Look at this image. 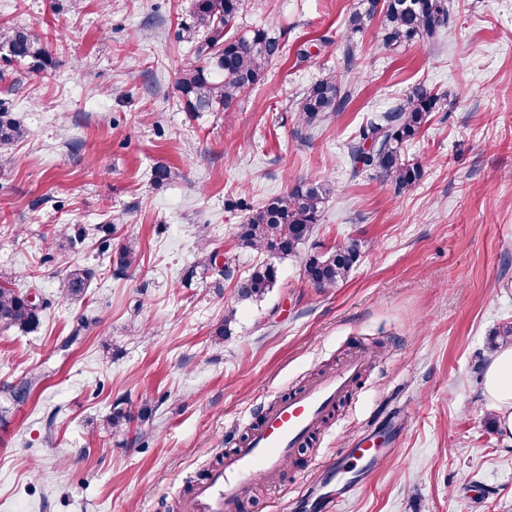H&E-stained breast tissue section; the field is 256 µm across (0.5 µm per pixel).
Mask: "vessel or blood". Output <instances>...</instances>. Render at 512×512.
<instances>
[{
  "instance_id": "1",
  "label": "vessel or blood",
  "mask_w": 512,
  "mask_h": 512,
  "mask_svg": "<svg viewBox=\"0 0 512 512\" xmlns=\"http://www.w3.org/2000/svg\"><path fill=\"white\" fill-rule=\"evenodd\" d=\"M362 370V357L351 356L268 407L251 436L225 454L222 467L195 485L184 512H238L240 490L253 479L277 484L288 458L320 429Z\"/></svg>"
}]
</instances>
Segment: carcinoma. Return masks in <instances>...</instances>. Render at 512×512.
I'll list each match as a JSON object with an SVG mask.
<instances>
[{
	"label": "carcinoma",
	"mask_w": 512,
	"mask_h": 512,
	"mask_svg": "<svg viewBox=\"0 0 512 512\" xmlns=\"http://www.w3.org/2000/svg\"><path fill=\"white\" fill-rule=\"evenodd\" d=\"M246 0H191V22L182 26L179 37L195 44L199 64L185 70L176 87L190 112H232L241 96L258 84L272 62L282 56V37L261 28L236 34L239 15ZM450 21L448 0H359L348 17L347 28L359 32L372 22L379 25L382 47L396 51L413 42L434 44L446 33ZM0 60L25 63L35 73L53 65L45 41L37 31L13 25L0 29ZM344 82L331 70L311 83L297 103L298 123L309 131L342 111L351 96L343 89ZM440 102L438 95L419 86L380 115L362 124L347 147L354 174L368 173L402 192L415 185L422 171L410 159L407 146L421 133L428 118ZM27 131L0 103V150L23 140ZM335 192V185L326 180L310 183L299 181L285 195L263 204L239 205L247 211L237 232L242 248L265 253L270 257L253 266L248 275L237 277V296L245 301H260L276 287L279 271L273 259L298 256L302 278L320 290L335 288L347 281L359 256L353 239L325 247L314 244L301 253L313 237L325 203ZM101 253L108 254L113 273L124 275L140 267L138 243L133 239L114 246L110 239L100 241ZM213 272L223 278L234 276L230 261L217 267V252L204 253L203 259L187 272L186 280ZM92 271L74 267L61 279L60 297L79 302L87 294ZM49 301L37 307L27 294L13 287L7 279L0 281V330L16 329L31 332L40 324ZM234 312L216 322L210 336L214 344L231 335ZM130 409L117 403L100 420V430L116 435L131 422Z\"/></svg>",
	"instance_id": "carcinoma-1"
}]
</instances>
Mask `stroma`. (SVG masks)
<instances>
[{
  "mask_svg": "<svg viewBox=\"0 0 512 512\" xmlns=\"http://www.w3.org/2000/svg\"><path fill=\"white\" fill-rule=\"evenodd\" d=\"M357 2L247 0L237 30L281 34L285 54L234 111L188 112L176 81L196 57L178 38L190 0H0V26L42 33L54 61L0 70L22 81L4 101L28 130L0 151V277L51 302L37 331H0V405L44 375L0 423V512H183L263 410L357 352L350 395L241 512H512V435L484 391L490 335L512 321V0H451L440 44L397 53L378 25L348 34ZM347 62L345 109L298 134L303 89ZM417 86L440 98L408 146L420 181L398 193L353 176L355 129ZM161 163L179 177L154 184ZM300 179L336 185L314 239L357 241L346 283L317 291L296 258L258 303L230 280H186L204 244L241 275L263 261L237 246L239 202ZM66 224L86 238L61 242ZM108 224L114 242L137 240L134 273L114 276L99 253ZM72 266L93 271L77 303L57 291ZM81 316L84 340L60 350ZM119 401L152 415L100 432ZM368 442L374 464L337 477Z\"/></svg>",
  "mask_w": 512,
  "mask_h": 512,
  "instance_id": "stroma-1",
  "label": "stroma"
}]
</instances>
